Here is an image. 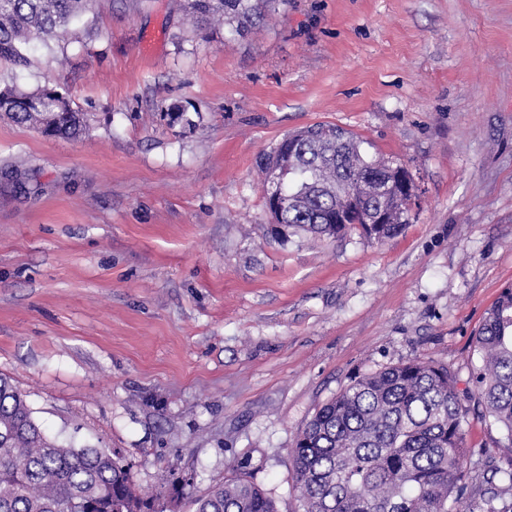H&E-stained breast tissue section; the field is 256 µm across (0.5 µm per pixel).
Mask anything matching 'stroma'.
<instances>
[{"mask_svg": "<svg viewBox=\"0 0 512 512\" xmlns=\"http://www.w3.org/2000/svg\"><path fill=\"white\" fill-rule=\"evenodd\" d=\"M33 54L0 78L89 117L0 120V375L51 436L145 493L193 474L176 512L241 474L301 512L289 452L354 376L420 358L468 387L512 286V0H288L235 41L183 0H93ZM316 123L407 167L399 236L273 235L257 161ZM464 430L467 466L512 469L491 419Z\"/></svg>", "mask_w": 512, "mask_h": 512, "instance_id": "35a3bbf8", "label": "stroma"}]
</instances>
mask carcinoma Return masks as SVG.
<instances>
[{"mask_svg":"<svg viewBox=\"0 0 512 512\" xmlns=\"http://www.w3.org/2000/svg\"><path fill=\"white\" fill-rule=\"evenodd\" d=\"M92 0H0V63L32 65L30 44L62 42ZM288 0H187L193 22L224 25L240 39ZM0 118L78 138L87 117L53 87L0 88ZM259 158L266 193L286 196L276 223L335 238L330 219L355 205L351 221L379 242L410 223L418 186L396 161L368 156L359 137L326 123L292 133ZM382 211L386 224H366ZM472 389H458L444 363L410 359L354 377L299 431L290 456L303 512H498L502 493L464 465L463 423L475 400L512 442V287L500 293L474 338ZM168 486L142 494L116 452L76 448L49 438L25 399L0 376V512H158L164 497L192 487L171 473ZM196 512H278L255 483L227 479L197 500Z\"/></svg>","mask_w":512,"mask_h":512,"instance_id":"obj_1","label":"carcinoma"}]
</instances>
